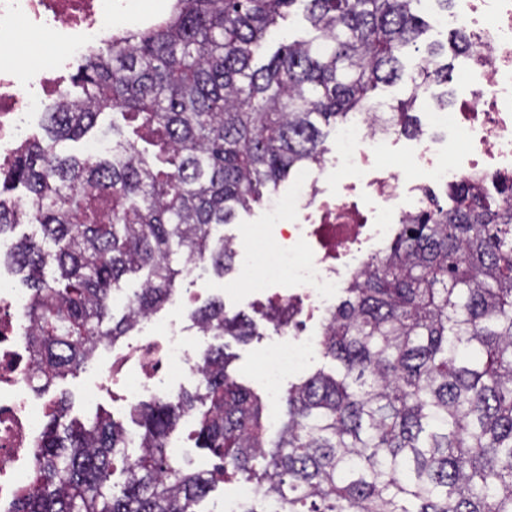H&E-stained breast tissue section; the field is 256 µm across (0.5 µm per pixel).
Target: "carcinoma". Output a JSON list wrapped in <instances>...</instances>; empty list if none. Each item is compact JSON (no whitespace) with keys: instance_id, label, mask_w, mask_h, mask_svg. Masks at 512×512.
<instances>
[{"instance_id":"cac0c4a2","label":"carcinoma","mask_w":512,"mask_h":512,"mask_svg":"<svg viewBox=\"0 0 512 512\" xmlns=\"http://www.w3.org/2000/svg\"><path fill=\"white\" fill-rule=\"evenodd\" d=\"M298 3L310 27L255 66ZM428 18V0H174L156 25L93 50L81 93L46 109L44 135L0 185L24 188L0 197V236L23 221L40 229L6 259L29 288L42 387L170 302L187 276L177 252L220 276L234 269L216 232L261 202V188L322 161L320 124L345 122L399 80ZM440 50L426 48L412 93L390 106L403 134L419 131L410 110L420 95L448 82ZM453 50H473L462 27ZM107 109L141 119L133 134L145 130L153 152L114 124L111 153H61ZM142 270L111 321L112 290ZM197 317L213 336L250 334L220 300ZM320 344L338 371L290 384L273 442L266 401L229 375L222 345L204 356L195 392L134 410L143 451L119 470L127 429L103 416L65 424V402H52L14 512H197L228 474L258 489L240 512H512V204L448 186V206L400 225L385 256L342 289ZM192 411L199 446L217 459L206 474L167 448Z\"/></svg>"}]
</instances>
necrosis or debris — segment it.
Instances as JSON below:
<instances>
[{
	"mask_svg": "<svg viewBox=\"0 0 512 512\" xmlns=\"http://www.w3.org/2000/svg\"><path fill=\"white\" fill-rule=\"evenodd\" d=\"M143 2L0 0V171L21 152L25 117L41 110L48 95H62L58 70L110 42L129 22L145 26L157 19ZM433 20L446 27L465 23L474 46L469 70L482 82L458 108L430 112L428 131L415 139L412 166L379 164L393 142L390 128L378 109L354 113L338 132L333 166L339 192H326L320 172H305L288 196L267 205L291 248L265 247L264 272L253 279L250 245L261 241L263 227L231 239L239 276L251 292L274 295L296 308V320L279 327V341L266 351L261 379L270 406H277L282 383L311 359L318 339L308 333V323L326 316L330 299L366 258L383 250L397 224L432 209L435 188L464 181L484 190L512 182V0H466L462 16L437 14ZM23 24L61 44V52L38 68H21L12 47ZM28 302L0 278V512H13L32 473L41 418L49 407L35 385ZM208 336L194 322L154 314L141 318L135 336L114 349L100 369L89 398L119 378L130 409L161 390L176 393L196 378Z\"/></svg>",
	"mask_w": 512,
	"mask_h": 512,
	"instance_id": "1",
	"label": "necrosis or debris"
}]
</instances>
